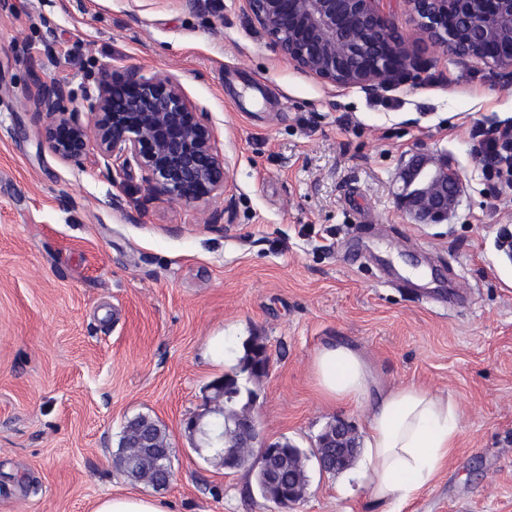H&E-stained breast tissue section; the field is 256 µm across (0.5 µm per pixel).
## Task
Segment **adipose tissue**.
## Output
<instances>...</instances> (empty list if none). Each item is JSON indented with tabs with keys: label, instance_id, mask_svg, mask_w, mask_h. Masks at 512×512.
Wrapping results in <instances>:
<instances>
[{
	"label": "adipose tissue",
	"instance_id": "1",
	"mask_svg": "<svg viewBox=\"0 0 512 512\" xmlns=\"http://www.w3.org/2000/svg\"><path fill=\"white\" fill-rule=\"evenodd\" d=\"M314 376L333 401L362 400L375 386L364 358L343 345L318 352ZM458 434V407L447 396L416 384L381 393L368 417L360 474L371 497L401 512L447 465Z\"/></svg>",
	"mask_w": 512,
	"mask_h": 512
}]
</instances>
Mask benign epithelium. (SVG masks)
Masks as SVG:
<instances>
[{"label": "benign epithelium", "instance_id": "benign-epithelium-1", "mask_svg": "<svg viewBox=\"0 0 512 512\" xmlns=\"http://www.w3.org/2000/svg\"><path fill=\"white\" fill-rule=\"evenodd\" d=\"M253 19L271 37L275 49L303 73L339 86L379 93L418 67L417 53L382 0H247ZM430 43L462 61L477 59L512 81V0H402ZM72 90L65 82L37 76L27 105L50 151L61 161L84 164L94 151L95 165L107 178L137 166L144 190L152 198L199 203L224 190V155L214 145L212 127L169 76L145 77L137 70L105 75L88 92L80 112L65 103ZM400 205L417 224H442L460 192L458 175L447 160L421 156L402 172ZM221 417L188 419L187 428L201 448L224 447ZM244 439L228 457L226 468L250 462L261 465L277 457L280 442L264 440L254 412L238 420ZM355 429L337 418L318 436L316 458L324 472L349 464L356 452ZM305 488L288 484L274 502L294 507Z\"/></svg>", "mask_w": 512, "mask_h": 512}]
</instances>
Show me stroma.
<instances>
[{
    "label": "stroma",
    "mask_w": 512,
    "mask_h": 512,
    "mask_svg": "<svg viewBox=\"0 0 512 512\" xmlns=\"http://www.w3.org/2000/svg\"><path fill=\"white\" fill-rule=\"evenodd\" d=\"M382 7L421 68L371 96L297 72L247 0H0V512H91L129 491L165 512H285L186 428L252 336L271 357L255 387L265 439L310 452L338 417L364 435L367 404L327 401L314 378L318 351L342 344L382 389L459 407L448 467L405 512H512V188L472 151L474 126L512 125V85L435 52L400 0ZM131 68L204 112L223 194L149 201L138 168L113 180L50 152L25 105L33 72L68 82L72 109L90 77ZM421 154L461 179L447 223L399 206ZM140 414L169 434L162 490L116 466ZM307 470L292 512H383L355 469Z\"/></svg>",
    "instance_id": "obj_1"
}]
</instances>
